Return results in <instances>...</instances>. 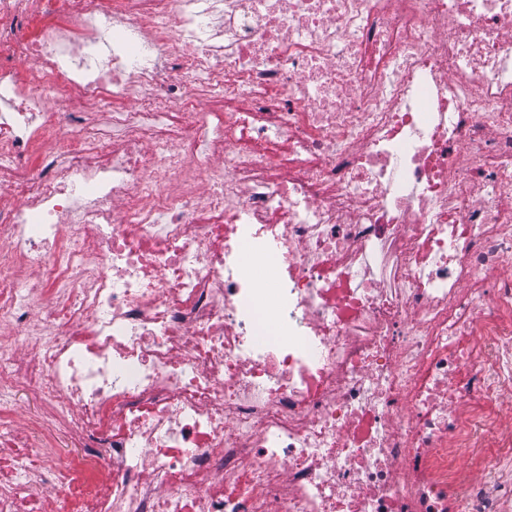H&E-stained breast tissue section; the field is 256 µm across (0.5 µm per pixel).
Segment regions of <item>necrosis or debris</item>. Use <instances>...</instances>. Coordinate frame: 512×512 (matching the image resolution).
<instances>
[{"mask_svg": "<svg viewBox=\"0 0 512 512\" xmlns=\"http://www.w3.org/2000/svg\"><path fill=\"white\" fill-rule=\"evenodd\" d=\"M0 189V512H512V0H0Z\"/></svg>", "mask_w": 512, "mask_h": 512, "instance_id": "4bbe7bcc", "label": "necrosis or debris"}]
</instances>
